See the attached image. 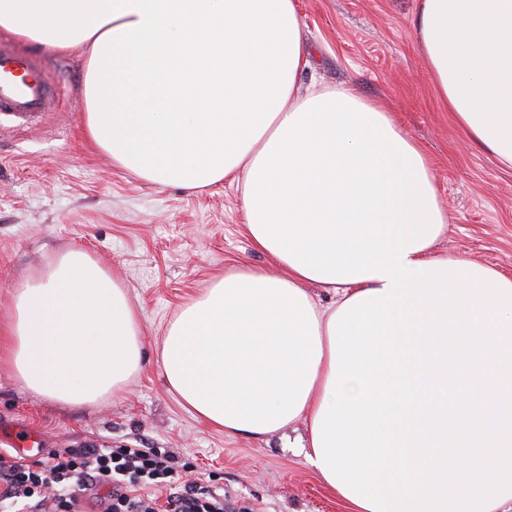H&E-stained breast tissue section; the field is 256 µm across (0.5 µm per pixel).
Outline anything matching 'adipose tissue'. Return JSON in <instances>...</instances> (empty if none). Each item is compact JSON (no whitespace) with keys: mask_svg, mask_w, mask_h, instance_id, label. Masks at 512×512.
<instances>
[{"mask_svg":"<svg viewBox=\"0 0 512 512\" xmlns=\"http://www.w3.org/2000/svg\"><path fill=\"white\" fill-rule=\"evenodd\" d=\"M415 27L459 129L512 169V0H420ZM0 29L87 46L86 139L157 185H237L279 268L226 274L168 323L184 404L231 435L304 420L305 460L350 512H512V277L432 253L448 215L393 113L352 87L298 94L294 0H0ZM0 361L101 405L142 369L138 311L65 251L16 288Z\"/></svg>","mask_w":512,"mask_h":512,"instance_id":"adipose-tissue-1","label":"adipose tissue"}]
</instances>
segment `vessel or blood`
Segmentation results:
<instances>
[{
  "label": "vessel or blood",
  "mask_w": 512,
  "mask_h": 512,
  "mask_svg": "<svg viewBox=\"0 0 512 512\" xmlns=\"http://www.w3.org/2000/svg\"><path fill=\"white\" fill-rule=\"evenodd\" d=\"M59 89L39 57L0 40V116L10 117L16 127H30L42 113L54 111Z\"/></svg>",
  "instance_id": "1"
}]
</instances>
